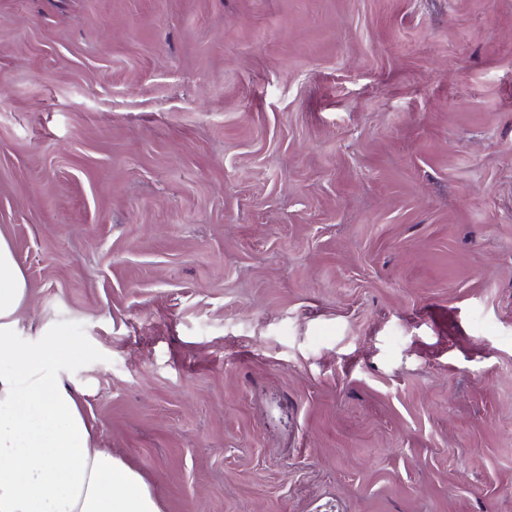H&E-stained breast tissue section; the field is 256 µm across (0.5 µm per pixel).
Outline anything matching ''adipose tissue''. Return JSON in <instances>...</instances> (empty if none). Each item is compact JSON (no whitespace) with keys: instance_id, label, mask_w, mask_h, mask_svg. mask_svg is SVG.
Segmentation results:
<instances>
[{"instance_id":"adipose-tissue-1","label":"adipose tissue","mask_w":512,"mask_h":512,"mask_svg":"<svg viewBox=\"0 0 512 512\" xmlns=\"http://www.w3.org/2000/svg\"><path fill=\"white\" fill-rule=\"evenodd\" d=\"M29 288L0 237V512H162L142 476L93 444L65 365L83 347L62 336H13Z\"/></svg>"}]
</instances>
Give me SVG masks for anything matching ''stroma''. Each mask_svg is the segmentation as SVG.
Listing matches in <instances>:
<instances>
[{
	"instance_id": "obj_1",
	"label": "stroma",
	"mask_w": 512,
	"mask_h": 512,
	"mask_svg": "<svg viewBox=\"0 0 512 512\" xmlns=\"http://www.w3.org/2000/svg\"><path fill=\"white\" fill-rule=\"evenodd\" d=\"M0 236L163 512H512V0H0Z\"/></svg>"
}]
</instances>
